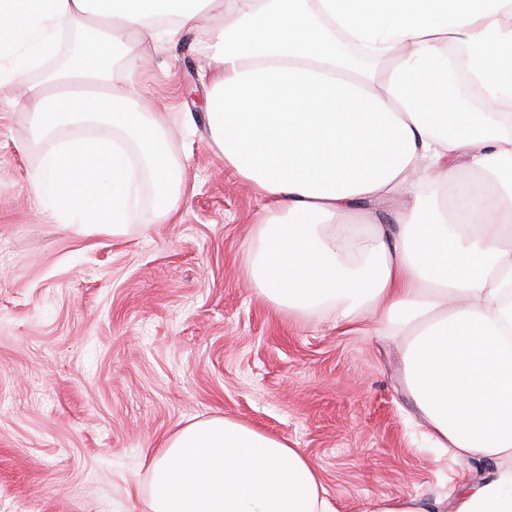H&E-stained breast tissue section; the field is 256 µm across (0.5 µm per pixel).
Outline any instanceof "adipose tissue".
I'll use <instances>...</instances> for the list:
<instances>
[{"label":"adipose tissue","mask_w":512,"mask_h":512,"mask_svg":"<svg viewBox=\"0 0 512 512\" xmlns=\"http://www.w3.org/2000/svg\"><path fill=\"white\" fill-rule=\"evenodd\" d=\"M198 32L211 141L264 201L251 284L401 337L429 439L495 464L455 512H512V0H0V84L51 140L28 185L56 223L124 235L146 185L153 220L177 209L165 119L129 90L144 40ZM144 466L150 512H335L303 454L224 416Z\"/></svg>","instance_id":"ef3b65f1"}]
</instances>
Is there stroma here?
<instances>
[{"instance_id":"35a3bbf8","label":"stroma","mask_w":512,"mask_h":512,"mask_svg":"<svg viewBox=\"0 0 512 512\" xmlns=\"http://www.w3.org/2000/svg\"><path fill=\"white\" fill-rule=\"evenodd\" d=\"M135 93L166 114L181 206L122 236L58 224L29 192L48 142L0 87V512H150L142 459L224 416L299 449L337 512L457 489L492 469L432 448L396 339L371 319L274 308L246 277L262 206L211 143L199 38L147 44Z\"/></svg>"}]
</instances>
